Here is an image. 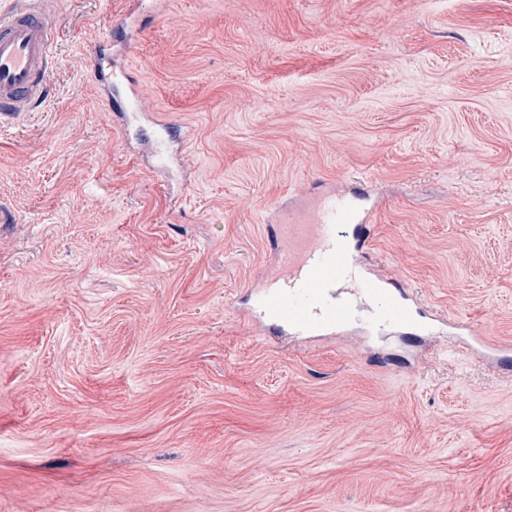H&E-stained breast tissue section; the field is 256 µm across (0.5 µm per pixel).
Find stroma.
Returning <instances> with one entry per match:
<instances>
[{
  "label": "stroma",
  "mask_w": 512,
  "mask_h": 512,
  "mask_svg": "<svg viewBox=\"0 0 512 512\" xmlns=\"http://www.w3.org/2000/svg\"><path fill=\"white\" fill-rule=\"evenodd\" d=\"M0 127V512H512V0H46ZM136 78L145 110L112 122ZM371 180L374 257L468 334L277 345L264 224Z\"/></svg>",
  "instance_id": "1"
}]
</instances>
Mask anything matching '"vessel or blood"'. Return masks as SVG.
Returning a JSON list of instances; mask_svg holds the SVG:
<instances>
[{
    "label": "vessel or blood",
    "instance_id": "1",
    "mask_svg": "<svg viewBox=\"0 0 512 512\" xmlns=\"http://www.w3.org/2000/svg\"><path fill=\"white\" fill-rule=\"evenodd\" d=\"M52 27L31 0L0 11V120L14 118L42 99L53 64ZM374 211L327 202L298 213L281 212L266 225L276 253L273 268L251 290L270 327L296 336H327L351 324L361 297H384L383 313L394 329L419 318L447 330L448 321L424 312L417 295L368 257Z\"/></svg>",
    "mask_w": 512,
    "mask_h": 512
}]
</instances>
